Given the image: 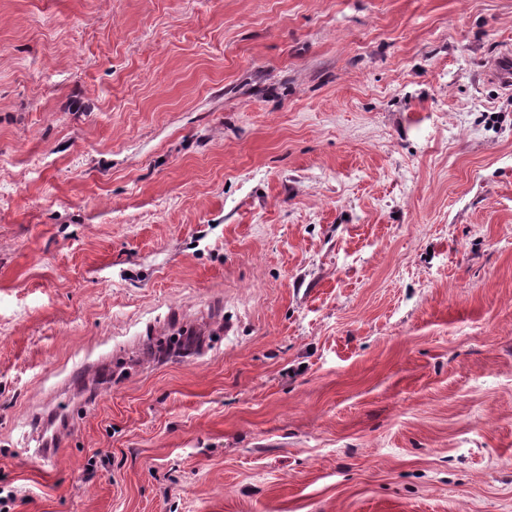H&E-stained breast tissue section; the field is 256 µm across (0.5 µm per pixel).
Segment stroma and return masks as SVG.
Instances as JSON below:
<instances>
[{
	"mask_svg": "<svg viewBox=\"0 0 512 512\" xmlns=\"http://www.w3.org/2000/svg\"><path fill=\"white\" fill-rule=\"evenodd\" d=\"M507 49L512 0H0L10 512H512Z\"/></svg>",
	"mask_w": 512,
	"mask_h": 512,
	"instance_id": "35a3bbf8",
	"label": "stroma"
}]
</instances>
